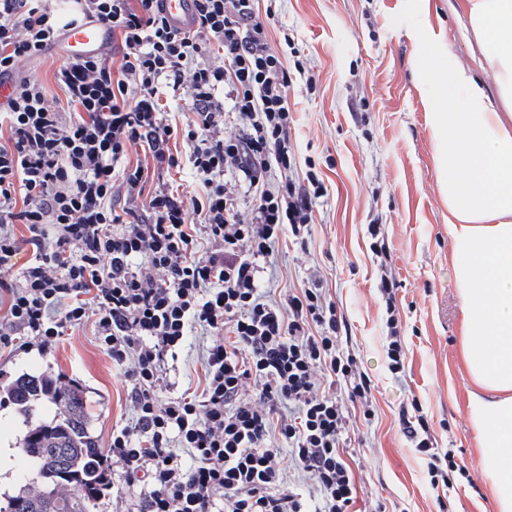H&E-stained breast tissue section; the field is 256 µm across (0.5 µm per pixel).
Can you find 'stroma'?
<instances>
[{
  "label": "stroma",
  "instance_id": "stroma-1",
  "mask_svg": "<svg viewBox=\"0 0 512 512\" xmlns=\"http://www.w3.org/2000/svg\"><path fill=\"white\" fill-rule=\"evenodd\" d=\"M459 0H429L435 32L457 59L476 65L475 42L461 35ZM271 47L293 70L288 100L293 174L303 181L315 167L327 188L313 213L306 246L281 238L268 262L269 288L294 290L320 279L347 326L343 350L354 354L372 380L375 416L356 417L345 459L351 464L358 508L374 501L398 512H497L481 478L482 458L466 403L470 380L461 356L462 308L450 261L448 206L437 184L429 107L442 106L436 87L422 88L416 74L413 0H259ZM57 50L21 61L19 76H33L46 97L65 105L56 72ZM317 88L308 91L307 78ZM381 225L389 242L395 304L406 349L402 373L386 361L385 302L377 288L378 263L367 227ZM0 346V387L17 375H63L85 391L90 434L108 448L114 427L130 423L123 369L94 336L92 323L69 329L50 354L25 345ZM214 342L192 329L164 377L162 395L200 398L206 350ZM418 399L433 425L440 452L465 466L445 488H433L420 456L401 432L399 411ZM26 423L12 405H0V448L12 466L0 475V497L14 494L29 470L22 449Z\"/></svg>",
  "mask_w": 512,
  "mask_h": 512
}]
</instances>
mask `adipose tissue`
Here are the masks:
<instances>
[{
  "label": "adipose tissue",
  "instance_id": "obj_1",
  "mask_svg": "<svg viewBox=\"0 0 512 512\" xmlns=\"http://www.w3.org/2000/svg\"><path fill=\"white\" fill-rule=\"evenodd\" d=\"M423 30L422 82L464 109L429 108L435 169L448 205V236L463 305V355L472 388L467 414L498 512H512V0H462L466 33L489 73L488 93L435 34L428 0H415Z\"/></svg>",
  "mask_w": 512,
  "mask_h": 512
}]
</instances>
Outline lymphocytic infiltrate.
<instances>
[{
  "label": "lymphocytic infiltrate",
  "mask_w": 512,
  "mask_h": 512,
  "mask_svg": "<svg viewBox=\"0 0 512 512\" xmlns=\"http://www.w3.org/2000/svg\"><path fill=\"white\" fill-rule=\"evenodd\" d=\"M195 2V27L179 32L160 0H75L66 15L53 0H0V78L14 82L0 108L9 122L0 142V296L8 299L0 345L28 336L47 352L69 328L94 321L129 378L135 415L113 429L102 477L116 495L114 468L127 485H145L136 512H353L356 482L341 450L350 404L372 416V381L353 355L339 354L343 319L320 282L279 297L264 290L276 243L288 234L306 244L325 185L313 171L302 185L288 176L291 78L257 0ZM88 19L120 35L122 59L66 58L56 73L66 105L53 106L17 65ZM182 95L192 112L176 122L162 102ZM229 118L238 137L224 136ZM175 141L185 153L173 151ZM133 146L142 163L130 164ZM184 163L203 188L190 205L165 181ZM230 175L251 200L249 219ZM26 245L31 256L16 266ZM395 286L381 277L396 375L406 351ZM193 328L217 338L202 397H161L165 364ZM399 417L431 486L448 483L456 462L436 452L420 402ZM291 468L310 478V493L291 481Z\"/></svg>",
  "instance_id": "f902f5d3"
}]
</instances>
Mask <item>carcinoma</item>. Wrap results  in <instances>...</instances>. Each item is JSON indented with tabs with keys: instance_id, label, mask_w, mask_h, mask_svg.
<instances>
[{
	"instance_id": "obj_1",
	"label": "carcinoma",
	"mask_w": 512,
	"mask_h": 512,
	"mask_svg": "<svg viewBox=\"0 0 512 512\" xmlns=\"http://www.w3.org/2000/svg\"><path fill=\"white\" fill-rule=\"evenodd\" d=\"M4 399L25 419L45 402L57 412L49 422L28 429L22 439L31 477L17 493L0 501V512H91L105 494L100 484L103 450L89 431V414L78 384L60 385L45 375H18Z\"/></svg>"
}]
</instances>
